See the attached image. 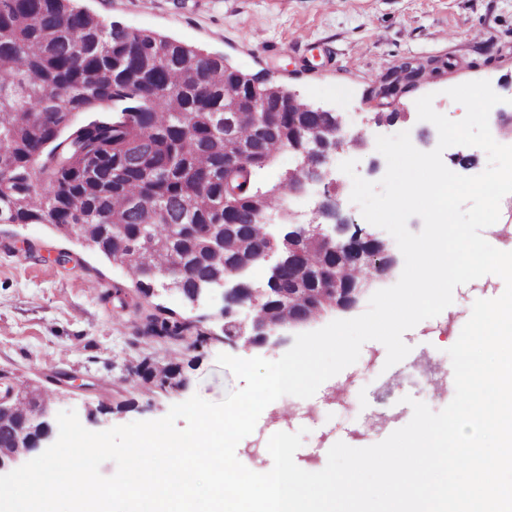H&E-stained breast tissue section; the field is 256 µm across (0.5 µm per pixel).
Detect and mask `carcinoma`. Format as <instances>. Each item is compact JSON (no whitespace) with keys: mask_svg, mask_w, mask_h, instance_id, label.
Returning <instances> with one entry per match:
<instances>
[{"mask_svg":"<svg viewBox=\"0 0 512 512\" xmlns=\"http://www.w3.org/2000/svg\"><path fill=\"white\" fill-rule=\"evenodd\" d=\"M234 79L222 56L104 23L73 0H0V224H84L106 256L119 251L117 239L138 250L125 269L142 293L174 277L175 257L190 273L187 290L205 280L206 243L224 224L234 225L224 237L229 260L243 242L261 253L280 189L224 190V88ZM317 117L284 112L257 144L240 112L233 136L256 145L249 162L261 168ZM298 261L312 275L308 287L324 290L336 258L303 244ZM374 272L347 256L343 287ZM151 324L161 338L184 332L176 319ZM49 398L24 389L12 417L0 419V446L12 444L33 400Z\"/></svg>","mask_w":512,"mask_h":512,"instance_id":"1","label":"carcinoma"}]
</instances>
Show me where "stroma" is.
<instances>
[{
	"mask_svg": "<svg viewBox=\"0 0 512 512\" xmlns=\"http://www.w3.org/2000/svg\"><path fill=\"white\" fill-rule=\"evenodd\" d=\"M334 2L328 9L323 0H75L101 20L223 56L246 74H268L303 101L341 113L350 133L364 132L368 146L336 154L328 170L343 215L382 240L395 260L391 274L373 283L377 291L398 281L404 259L395 239L367 223L351 202L352 180L339 165L356 160L357 175L379 181L387 163L375 140L402 131L417 149H434L437 129L419 120L416 100L433 95L436 112L461 120L463 105L448 99L446 91L475 80L489 81L502 96L490 112L489 127L497 142L512 145V125L500 118L512 113L506 102L512 97V0ZM407 60L425 66L423 80L402 97L403 116L373 124L377 113L392 109L377 95V76ZM503 291V280L491 274L455 288L452 304L440 315L404 333L411 355L394 366H386L383 344L364 343L357 362L325 381L313 397L286 395L263 410L254 431L238 443L237 458L253 471L269 470V438L300 430L303 443L294 460L311 470L326 464L336 442L368 447L405 426L412 417L405 397L442 410L455 389L433 392L430 373L452 374L447 350L474 301ZM223 305L219 289L194 307L177 293L143 297L125 270L95 248L45 224H0V371L50 388L52 412L76 411L88 430L159 419L195 395L222 401L243 382L218 364L219 354L275 361L292 347L299 331L294 327L284 329L276 345L224 343ZM152 316H173L192 327L184 340L164 341L145 330ZM144 362L155 368L176 363L180 386L161 388L146 380L137 372ZM92 409L98 412L93 420Z\"/></svg>",
	"mask_w": 512,
	"mask_h": 512,
	"instance_id": "1",
	"label": "stroma"
}]
</instances>
